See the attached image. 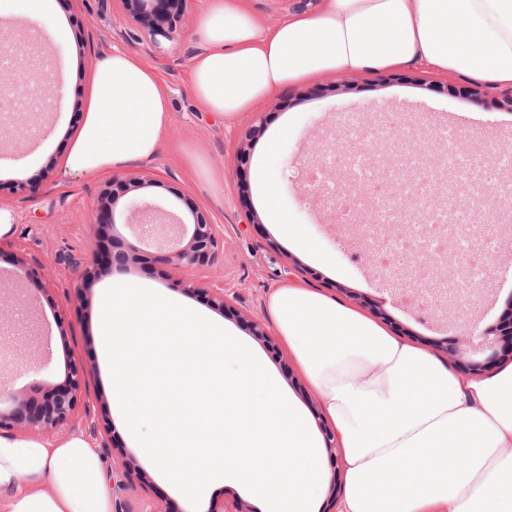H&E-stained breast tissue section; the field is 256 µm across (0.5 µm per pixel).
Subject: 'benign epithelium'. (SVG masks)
Listing matches in <instances>:
<instances>
[{
	"label": "benign epithelium",
	"mask_w": 512,
	"mask_h": 512,
	"mask_svg": "<svg viewBox=\"0 0 512 512\" xmlns=\"http://www.w3.org/2000/svg\"><path fill=\"white\" fill-rule=\"evenodd\" d=\"M146 7L144 18L148 19L151 36H169L173 32L170 20L179 16L186 0H142ZM151 207L146 202L132 203L122 222H112V237H119V227L129 230L132 241L113 252L112 262L124 266L136 261L146 254L143 246L150 245L156 255L175 265L192 269L213 260L218 248V232L216 225L210 223L202 207L191 210L192 221L187 222L180 217L172 220L167 214L158 217V224H175L180 229L178 235L165 236L152 243H147L144 233L145 224L134 219L141 210ZM449 355L470 374H478L491 367L496 360L507 355L512 356V313L508 314L497 328L491 331H477L471 325L468 336L454 345ZM82 386V374L78 367L69 369L66 393L46 390L41 397L32 396L10 397V407L0 408V433L29 432L56 434L70 432L79 428L77 411Z\"/></svg>",
	"instance_id": "obj_1"
}]
</instances>
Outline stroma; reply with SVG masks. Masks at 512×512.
Here are the masks:
<instances>
[{
    "label": "stroma",
    "mask_w": 512,
    "mask_h": 512,
    "mask_svg": "<svg viewBox=\"0 0 512 512\" xmlns=\"http://www.w3.org/2000/svg\"><path fill=\"white\" fill-rule=\"evenodd\" d=\"M206 5L207 0H187L173 39L156 48L138 35V0H53L50 15L38 25L16 9L0 14V49L24 52L21 86L52 82L58 88L47 113L30 112L25 124L0 127V206L16 216L11 232L0 236V281L13 284L10 294L0 297V337L12 342L0 352V389L30 395L63 383L70 366L85 369L88 392L79 406L113 438L114 449L103 462L126 463L132 476L126 490L115 492L112 512H144L150 504L163 512H185L187 502L140 454L113 402L100 330L108 287L152 288L223 324L260 354L320 430L326 420L318 399L267 315V298L282 283L303 282L356 308L371 299L386 312L384 324L393 335L441 358L461 338L464 321L489 330L512 308V208L500 209L493 220L503 243L466 316L451 312L425 321L397 303L395 288L362 257L361 241L338 230L333 214L301 192L319 145L341 137L358 120L399 123L423 138L428 162L438 171L432 190L436 201H443L457 173L442 161L448 143L439 132L445 120L473 141L492 136L512 145V111L499 105L507 88L484 85L480 98L465 97L461 91L470 80L439 78L423 67L324 75L281 88L256 111L228 121L203 111L188 88L190 66L201 49L194 30ZM59 26L71 34L89 31L96 52H127L159 70L169 89L171 123L153 160L105 174L68 171L66 157L89 102L95 58L72 38L56 43L51 33ZM282 127L287 136L269 146L270 135ZM260 158L277 188L279 209L331 257V266L308 258L268 223L253 176ZM146 175L155 186L121 197V204L147 200L185 219L192 206H202L220 237L212 263L185 270L152 258L125 271L93 270L90 222L103 206V188L114 179L127 183ZM37 177L43 183L35 190L29 181ZM21 255L38 262L40 285L13 283ZM214 281L224 284L225 307H215L204 290ZM193 282L198 290H190ZM255 323L264 326L266 337L253 335Z\"/></svg>",
    "instance_id": "1"
}]
</instances>
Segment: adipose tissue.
I'll return each instance as SVG.
<instances>
[{"label":"adipose tissue","instance_id":"adipose-tissue-1","mask_svg":"<svg viewBox=\"0 0 512 512\" xmlns=\"http://www.w3.org/2000/svg\"><path fill=\"white\" fill-rule=\"evenodd\" d=\"M196 33L206 48L192 62L190 90L227 119L326 74L422 65L512 86V0H321L271 28L245 0H208ZM170 121L157 70L102 52L67 168L99 174L152 160ZM255 180L276 231L330 265L278 209L264 165ZM266 309L335 430L341 512H512V365L487 378L458 374L297 282L276 288ZM112 501L91 437L0 435V512H112Z\"/></svg>","mask_w":512,"mask_h":512}]
</instances>
